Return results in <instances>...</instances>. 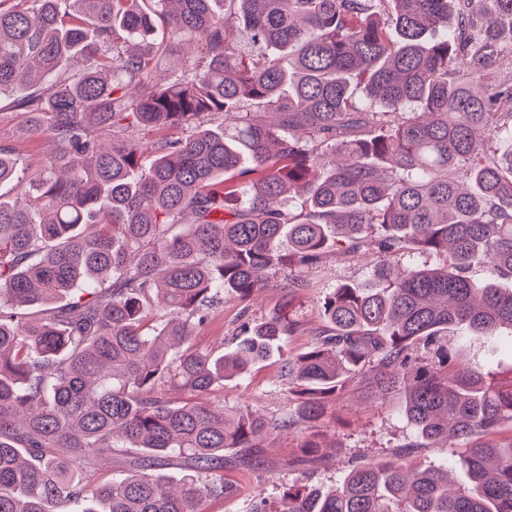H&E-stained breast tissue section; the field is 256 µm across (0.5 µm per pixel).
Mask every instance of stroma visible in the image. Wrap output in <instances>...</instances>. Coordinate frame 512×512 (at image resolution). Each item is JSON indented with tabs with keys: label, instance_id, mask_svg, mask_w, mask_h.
<instances>
[{
	"label": "stroma",
	"instance_id": "35a3bbf8",
	"mask_svg": "<svg viewBox=\"0 0 512 512\" xmlns=\"http://www.w3.org/2000/svg\"><path fill=\"white\" fill-rule=\"evenodd\" d=\"M29 126L27 113L13 109L8 100L0 101V142L15 147L26 164L35 168L50 153L52 143L46 135L30 131ZM303 276L308 286L297 298L294 311L312 326L319 323L318 302L326 294L343 284L365 288L371 282V270L365 262L334 253L304 269ZM283 294V285L278 282L246 305L225 299L212 322L198 331V344L218 352L230 351L241 310H248L254 321H264L279 308ZM454 353L459 363L487 366L494 378L512 376L511 345L489 339L458 346ZM212 398L229 410L253 403L265 414L282 413L286 400L278 359L255 365L246 377L226 381ZM403 401V393L374 396L364 391L358 379L349 380L345 387L328 396L326 413L314 428L300 427L266 441L262 469H225L224 477L236 493L225 499L208 498L205 512H250L256 494L277 502L283 487L298 479L321 491L340 482L361 460L405 458L415 468L446 463L448 444L444 441L403 455V446L415 437V430L404 415ZM309 442L316 445L321 457L312 467L299 462L301 448Z\"/></svg>",
	"mask_w": 512,
	"mask_h": 512
}]
</instances>
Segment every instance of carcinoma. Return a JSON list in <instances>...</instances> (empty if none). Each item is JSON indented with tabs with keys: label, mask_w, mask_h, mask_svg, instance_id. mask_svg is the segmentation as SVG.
Instances as JSON below:
<instances>
[{
	"label": "carcinoma",
	"mask_w": 512,
	"mask_h": 512,
	"mask_svg": "<svg viewBox=\"0 0 512 512\" xmlns=\"http://www.w3.org/2000/svg\"><path fill=\"white\" fill-rule=\"evenodd\" d=\"M486 2L0 0V95L57 145L23 178L0 144V512H203L233 493L229 449L262 467L261 438L352 374L404 393L408 447L456 437L464 480L371 460L252 512H512V381L451 352L512 342V288L470 276L512 280V0ZM167 44L196 45L190 69L161 70ZM331 239L375 286L336 288L310 328L292 306ZM409 252L446 260L393 276ZM277 278L279 313L198 348L216 304ZM304 333L289 411L210 400ZM118 447L143 457L88 482Z\"/></svg>",
	"instance_id": "1"
}]
</instances>
